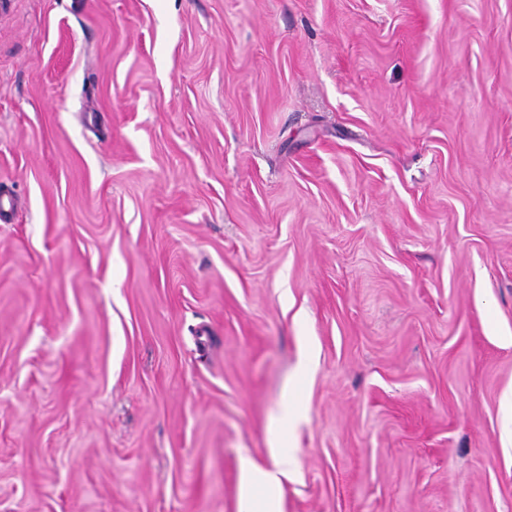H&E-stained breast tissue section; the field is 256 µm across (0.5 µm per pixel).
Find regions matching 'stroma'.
<instances>
[{
  "label": "stroma",
  "mask_w": 512,
  "mask_h": 512,
  "mask_svg": "<svg viewBox=\"0 0 512 512\" xmlns=\"http://www.w3.org/2000/svg\"><path fill=\"white\" fill-rule=\"evenodd\" d=\"M3 194L0 512H512V0H0ZM273 467L260 470L247 465L242 474L239 512H278L281 477L287 476L295 466L289 448L281 443L270 448Z\"/></svg>",
  "instance_id": "35a3bbf8"
}]
</instances>
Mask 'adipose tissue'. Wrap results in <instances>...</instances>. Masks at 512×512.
I'll use <instances>...</instances> for the list:
<instances>
[{"instance_id": "adipose-tissue-1", "label": "adipose tissue", "mask_w": 512, "mask_h": 512, "mask_svg": "<svg viewBox=\"0 0 512 512\" xmlns=\"http://www.w3.org/2000/svg\"><path fill=\"white\" fill-rule=\"evenodd\" d=\"M273 466L260 470L246 466L243 470L239 512H278L281 479L295 466L289 449L273 446L270 450Z\"/></svg>"}]
</instances>
